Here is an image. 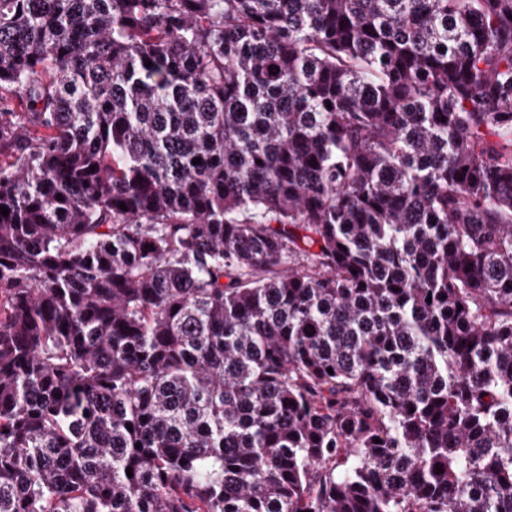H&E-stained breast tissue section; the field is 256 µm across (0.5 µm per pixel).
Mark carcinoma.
<instances>
[{
  "label": "carcinoma",
  "instance_id": "obj_1",
  "mask_svg": "<svg viewBox=\"0 0 512 512\" xmlns=\"http://www.w3.org/2000/svg\"><path fill=\"white\" fill-rule=\"evenodd\" d=\"M0 206V512H512V0H0Z\"/></svg>",
  "mask_w": 512,
  "mask_h": 512
}]
</instances>
